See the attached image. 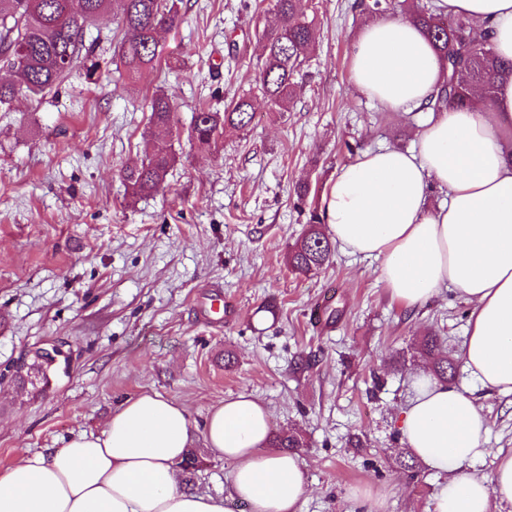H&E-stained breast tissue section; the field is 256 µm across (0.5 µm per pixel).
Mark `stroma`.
<instances>
[{
  "mask_svg": "<svg viewBox=\"0 0 512 512\" xmlns=\"http://www.w3.org/2000/svg\"><path fill=\"white\" fill-rule=\"evenodd\" d=\"M354 0H314L316 50L287 111L256 99L244 131L228 129L206 152L187 131L199 105L215 109L254 87L257 43L271 0H181L179 29L162 34L177 71L120 79L111 17L94 22L100 68L70 71L39 96L0 109V368L55 338L68 341V375L37 397L0 382V471L99 432L141 392L176 400L196 424L225 399L249 394L274 432H300L308 491L300 512H373L352 488L381 490L385 512H433L443 476L407 469L399 416L409 377L422 364L414 344L436 334L459 360L471 307L449 288L404 308L391 299L378 261L334 247L309 276L292 273L289 248L329 183L351 162L347 147L413 148L424 112H385L351 81L364 17ZM175 91L181 136L167 186L128 202L120 177L154 135L146 99ZM311 192L297 202L296 184ZM235 308L226 321L200 318L205 300ZM328 300L314 324L312 304ZM484 416L488 448L512 449V393L456 372ZM195 487L228 512L230 466L195 439Z\"/></svg>",
  "mask_w": 512,
  "mask_h": 512,
  "instance_id": "stroma-1",
  "label": "stroma"
}]
</instances>
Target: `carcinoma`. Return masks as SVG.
Here are the masks:
<instances>
[{
  "label": "carcinoma",
  "mask_w": 512,
  "mask_h": 512,
  "mask_svg": "<svg viewBox=\"0 0 512 512\" xmlns=\"http://www.w3.org/2000/svg\"><path fill=\"white\" fill-rule=\"evenodd\" d=\"M301 0H272L274 21L259 35L261 57L258 66L259 92L272 106L282 108L295 94L297 76L314 49L317 36L316 15L300 7ZM112 0H0V55L12 56L8 78L0 80V106H9L18 96H37L58 86L75 66L86 65V74L94 76L99 68L93 48L85 44L88 25L107 13ZM118 28L121 39L117 55L123 64L125 79L135 83L161 63L173 67L176 62L165 52L159 40L162 30L179 28L181 14L177 0H119ZM410 18L431 38L448 61L446 83L435 102V111L448 104H470L469 88L481 87L486 99H492L496 84L512 77V61L498 58L489 45L487 31L464 18L436 13L428 2ZM150 128L169 134L177 127L172 96L163 89L153 92L149 101ZM254 118L252 96L243 94L224 108L213 111L200 108L192 116L189 139L200 147L216 142L224 129H247ZM174 162L171 145L162 139L140 164L123 170L122 178L131 197L157 192L165 187L168 170ZM322 217L311 212L301 238L288 252L289 268L308 275L329 262L332 243L322 230ZM431 372L441 381L448 380L454 365L434 336L418 344ZM48 366L38 357L17 369L11 378L16 384L28 383L38 392L46 389ZM276 448H299L301 438L294 432L273 436ZM198 456L188 450L181 463L186 483L194 481Z\"/></svg>",
  "instance_id": "obj_1"
}]
</instances>
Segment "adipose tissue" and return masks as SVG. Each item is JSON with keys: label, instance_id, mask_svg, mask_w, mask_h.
Listing matches in <instances>:
<instances>
[{"label": "adipose tissue", "instance_id": "adipose-tissue-1", "mask_svg": "<svg viewBox=\"0 0 512 512\" xmlns=\"http://www.w3.org/2000/svg\"><path fill=\"white\" fill-rule=\"evenodd\" d=\"M489 32L493 52L512 60V0H436ZM355 87L388 112L412 111L438 94L448 64L406 18L381 17L357 34ZM445 191L438 205L433 190ZM333 239L379 260L391 297L407 308L450 288L472 306L461 363L482 386L512 392V79L493 101L432 115L412 150L363 152L337 172L324 196ZM399 418L407 450L446 475L434 512H493L512 506V452L496 454L491 478L472 473L485 455L484 417L469 393L428 369L411 379ZM271 418L255 398L226 399L196 428L187 410L155 392L130 397L97 434L0 472V512H226L224 499L183 489L179 465L195 433L231 466L229 497L251 512H299L306 491L296 454L269 446Z\"/></svg>", "mask_w": 512, "mask_h": 512}]
</instances>
